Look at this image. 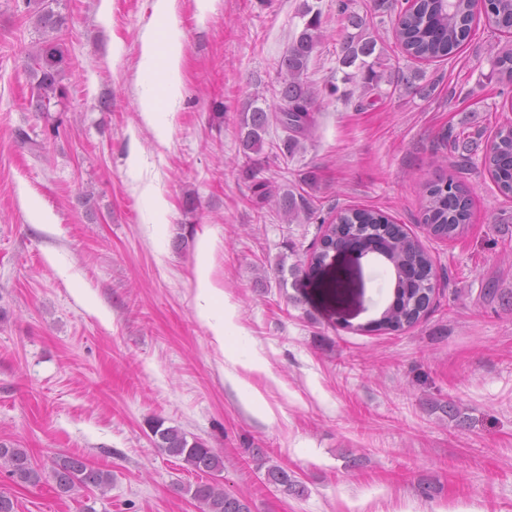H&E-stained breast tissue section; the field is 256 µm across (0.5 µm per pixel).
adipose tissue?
<instances>
[{"mask_svg": "<svg viewBox=\"0 0 512 512\" xmlns=\"http://www.w3.org/2000/svg\"><path fill=\"white\" fill-rule=\"evenodd\" d=\"M185 34L176 17V0H153L139 59L138 111L158 142H166L176 107L183 96L182 59ZM213 245L210 232L198 237L196 286L200 304L197 316L216 342L235 329L236 313L222 289L210 280L208 262Z\"/></svg>", "mask_w": 512, "mask_h": 512, "instance_id": "obj_1", "label": "adipose tissue"}]
</instances>
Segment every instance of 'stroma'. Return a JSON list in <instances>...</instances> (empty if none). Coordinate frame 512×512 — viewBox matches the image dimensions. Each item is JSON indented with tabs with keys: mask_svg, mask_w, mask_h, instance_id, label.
Instances as JSON below:
<instances>
[{
	"mask_svg": "<svg viewBox=\"0 0 512 512\" xmlns=\"http://www.w3.org/2000/svg\"><path fill=\"white\" fill-rule=\"evenodd\" d=\"M153 0H59L68 19L64 111L33 112L28 55L41 37L23 0H0V442L41 463L79 455L112 486L59 494L0 472L16 512H197L199 476L156 448L163 420L224 458V486L252 512H512V197L481 164L497 126L512 119V87L491 59L512 33L477 17L453 57L418 62L395 37L391 0H354L372 16L378 48L420 69L429 95L359 81L321 100L311 137L289 158L270 126L263 172L276 192L310 177L315 211L286 221L256 198L243 169L239 114L270 107L277 64L305 7L338 29L336 0H178L185 33L184 95L167 144L137 107L141 37ZM40 144L32 155L18 132ZM170 203L148 224L128 174ZM471 189L472 218L454 240L422 222L429 184ZM194 209H187V200ZM347 206L378 208L431 255L432 311L398 331L373 325L392 289L381 265H351L353 293L336 303L327 273L280 283L278 260L303 262ZM211 230V278L236 308L238 331L216 343L197 317V239ZM497 289L488 298L486 289ZM264 372L228 377L230 356ZM459 406L463 417L442 412ZM264 449L304 487L284 494L247 454ZM430 483L433 498L418 487Z\"/></svg>",
	"mask_w": 512,
	"mask_h": 512,
	"instance_id": "35a3bbf8",
	"label": "stroma"
}]
</instances>
